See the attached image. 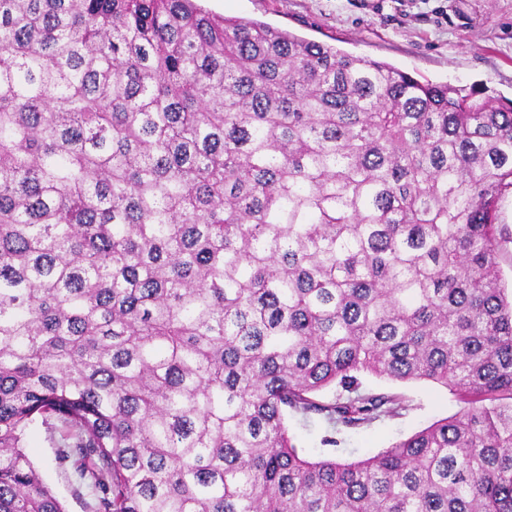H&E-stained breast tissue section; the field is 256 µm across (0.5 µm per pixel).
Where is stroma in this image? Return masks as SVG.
Returning <instances> with one entry per match:
<instances>
[{
    "mask_svg": "<svg viewBox=\"0 0 512 512\" xmlns=\"http://www.w3.org/2000/svg\"><path fill=\"white\" fill-rule=\"evenodd\" d=\"M228 18L256 20L342 52L391 64L419 81L512 99V0H197ZM363 390L401 395L408 408L394 419L337 433L336 447L321 445L320 417H289L288 430L307 458L323 454L351 462L457 413L452 390L427 382L400 383L368 374ZM43 482L67 512H86L74 469L56 459L42 427L25 437Z\"/></svg>",
    "mask_w": 512,
    "mask_h": 512,
    "instance_id": "1",
    "label": "stroma"
}]
</instances>
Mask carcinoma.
I'll use <instances>...</instances> for the list:
<instances>
[{
    "mask_svg": "<svg viewBox=\"0 0 512 512\" xmlns=\"http://www.w3.org/2000/svg\"><path fill=\"white\" fill-rule=\"evenodd\" d=\"M512 101L195 0H0V512H512ZM461 410L378 454L301 456ZM333 388V397L321 393ZM362 389L401 395L408 405L403 415L378 421L370 426L344 428L336 433V446H323L320 439L325 435V424L319 416L309 422L288 414L289 435L298 451L306 458H316L323 453L335 456L342 462H351L372 456L432 423L457 413L462 404L455 392L427 382L400 383L362 374ZM333 448L335 450H333ZM29 455L43 482L64 504L68 512H85L83 498L75 491L76 484L71 465H60L56 460L57 448L52 447L42 427L32 428L25 437Z\"/></svg>",
    "mask_w": 512,
    "mask_h": 512,
    "instance_id": "obj_1",
    "label": "carcinoma"
}]
</instances>
